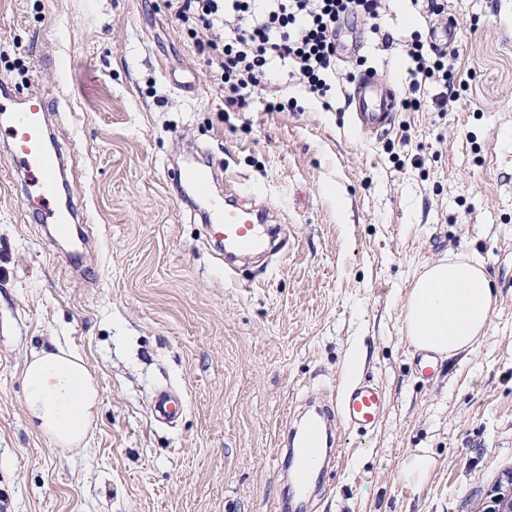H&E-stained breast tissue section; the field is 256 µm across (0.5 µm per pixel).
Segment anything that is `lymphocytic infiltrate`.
<instances>
[{
	"label": "lymphocytic infiltrate",
	"instance_id": "1",
	"mask_svg": "<svg viewBox=\"0 0 512 512\" xmlns=\"http://www.w3.org/2000/svg\"><path fill=\"white\" fill-rule=\"evenodd\" d=\"M384 0H176V16L189 29L211 35V63L228 104L245 106L279 68L313 95L336 80V40L342 23L378 20ZM413 75L451 87L446 49L415 38L406 44Z\"/></svg>",
	"mask_w": 512,
	"mask_h": 512
}]
</instances>
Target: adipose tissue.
Listing matches in <instances>:
<instances>
[{
	"mask_svg": "<svg viewBox=\"0 0 512 512\" xmlns=\"http://www.w3.org/2000/svg\"><path fill=\"white\" fill-rule=\"evenodd\" d=\"M496 303L483 261L458 255L429 264L417 277L404 305L411 346L449 359L474 354L488 333ZM22 376L25 406L38 434L70 448L91 437L101 397L93 370L69 345L32 353Z\"/></svg>",
	"mask_w": 512,
	"mask_h": 512,
	"instance_id": "ef3b65f1",
	"label": "adipose tissue"
}]
</instances>
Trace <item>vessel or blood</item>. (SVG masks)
Instances as JSON below:
<instances>
[{
	"mask_svg": "<svg viewBox=\"0 0 512 512\" xmlns=\"http://www.w3.org/2000/svg\"><path fill=\"white\" fill-rule=\"evenodd\" d=\"M355 121L362 131L385 133L398 112L396 93L379 84L371 71H363L350 95ZM46 97L39 88L17 91L0 77V129L7 135L6 150L13 169L25 173V194L41 223L63 227L66 214L53 205L58 162L45 147L42 118L48 112ZM212 232L223 238L225 248L247 252L263 246L270 231L263 217L252 212L244 200L226 199L211 203ZM385 397L380 385L368 381L346 390L336 407V416L345 425L359 431L375 429L383 419ZM326 412L314 410L303 423L297 437L293 480L297 492L308 491L320 466L324 451Z\"/></svg>",
	"mask_w": 512,
	"mask_h": 512,
	"instance_id": "obj_1",
	"label": "vessel or blood"
}]
</instances>
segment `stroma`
I'll list each match as a JSON object with an SVG mask.
<instances>
[{
  "label": "stroma",
  "mask_w": 512,
  "mask_h": 512,
  "mask_svg": "<svg viewBox=\"0 0 512 512\" xmlns=\"http://www.w3.org/2000/svg\"><path fill=\"white\" fill-rule=\"evenodd\" d=\"M457 101L425 85L379 138L352 122L343 74L366 63L407 92L403 42L430 36L414 0H387L381 43L342 26L326 99L277 71L248 106L224 101L206 34L170 0H0V73L37 86L67 169L80 238L33 215L0 152V512H276L280 441L304 397L382 385L381 425L335 424L340 460L306 512H466L512 468V0H447ZM281 89L284 111L265 99ZM209 165L210 193L251 195L287 250L224 276L177 174ZM458 254L496 290L476 354L421 377L402 305L414 279ZM62 340L94 371L93 437L59 449L32 427L21 371ZM178 394L174 421L152 400ZM436 461L422 485L410 455ZM434 466V458L427 452L421 451L407 458L403 466V475L409 481L421 485L427 481Z\"/></svg>",
  "instance_id": "35a3bbf8"
}]
</instances>
